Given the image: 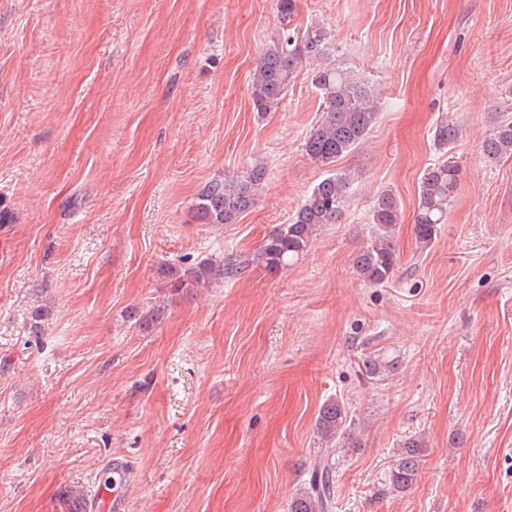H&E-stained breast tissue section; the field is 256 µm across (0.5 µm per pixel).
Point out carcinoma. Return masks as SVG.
Wrapping results in <instances>:
<instances>
[{"instance_id": "1", "label": "carcinoma", "mask_w": 512, "mask_h": 512, "mask_svg": "<svg viewBox=\"0 0 512 512\" xmlns=\"http://www.w3.org/2000/svg\"><path fill=\"white\" fill-rule=\"evenodd\" d=\"M328 34L316 23L306 29L284 33L272 39L260 55L250 75L251 100L254 111L266 115L278 109L300 62L320 60L326 52ZM312 84L322 98V115L305 142L307 156L317 164L329 166L341 156L356 149L374 125L378 112L372 90L354 72L340 67L319 65L312 71ZM460 125L452 120L438 124L434 141L444 147L457 141ZM482 154L489 161L512 155V120L496 122L484 140ZM265 176V168L256 163L240 175L210 182L202 190L193 208L199 224H235L256 201ZM354 173L336 171L317 183L287 224L277 227L259 247L256 257L272 273L288 267L307 252L320 228L337 224L350 197ZM460 181V167L444 160L427 168L419 185L418 206L414 218V234L419 244L428 246L445 223L448 207ZM401 220L398 198L391 192L378 195L371 214L369 241L356 252L353 264L359 276L370 284L388 282L399 263L394 236ZM239 266L233 259L215 262L206 259L181 275L173 268L162 271L170 280V288L179 291L231 277ZM47 311L36 308L27 323V335L35 342L44 335ZM367 377L383 380L399 369L398 359L382 353H369L362 359ZM316 435L328 444L308 472L303 491L295 494L290 512H333L336 500L337 443L347 448L362 446L361 430L349 415L345 403L330 398L319 408L315 421ZM425 441L420 436L406 439L397 453L388 482L392 491L406 493L416 484Z\"/></svg>"}]
</instances>
